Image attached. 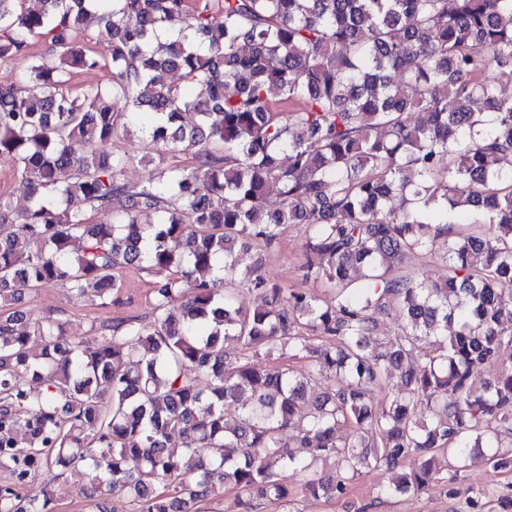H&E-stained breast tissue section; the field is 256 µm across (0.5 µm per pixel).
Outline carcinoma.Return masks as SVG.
<instances>
[{"instance_id": "cac0c4a2", "label": "carcinoma", "mask_w": 512, "mask_h": 512, "mask_svg": "<svg viewBox=\"0 0 512 512\" xmlns=\"http://www.w3.org/2000/svg\"><path fill=\"white\" fill-rule=\"evenodd\" d=\"M220 5L216 25L190 0H0V61L33 38L53 60L0 83V159L30 187L13 220L0 196V304L58 281L110 304L126 267L154 299L151 320L81 340L51 315H0V512H54L50 494H23L53 470L112 497L99 512H203L217 483L254 512L295 482L343 498L367 470L392 474L384 496L435 479L453 496L475 462L512 471V367L481 378L512 359V0ZM94 13L115 78L74 94V71L100 65ZM120 97L149 117L159 161L143 184L96 151L128 132ZM177 152L190 162L166 166ZM291 224L322 295L250 262ZM426 254L442 282L397 273ZM242 287L250 310L235 306ZM392 304L403 326L383 336ZM272 356L312 365L265 367Z\"/></svg>"}]
</instances>
